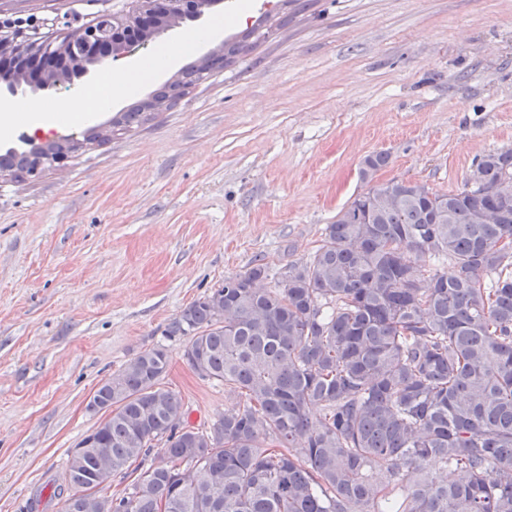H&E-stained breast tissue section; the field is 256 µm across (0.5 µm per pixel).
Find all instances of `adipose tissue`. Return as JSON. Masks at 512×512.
<instances>
[{
    "mask_svg": "<svg viewBox=\"0 0 512 512\" xmlns=\"http://www.w3.org/2000/svg\"><path fill=\"white\" fill-rule=\"evenodd\" d=\"M129 84L98 83L88 93L78 96L60 106H51L40 102H12L0 106V138L11 135L16 123L22 122L31 129L49 130L61 124L79 119L92 109H103L111 104L115 97L130 93Z\"/></svg>",
    "mask_w": 512,
    "mask_h": 512,
    "instance_id": "1",
    "label": "adipose tissue"
}]
</instances>
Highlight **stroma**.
I'll return each instance as SVG.
<instances>
[{
    "instance_id": "35a3bbf8",
    "label": "stroma",
    "mask_w": 512,
    "mask_h": 512,
    "mask_svg": "<svg viewBox=\"0 0 512 512\" xmlns=\"http://www.w3.org/2000/svg\"><path fill=\"white\" fill-rule=\"evenodd\" d=\"M130 0H0V18L59 43ZM267 16L268 38L172 107L73 153L65 169L0 177V512H60L68 452L97 421L88 397L140 352L166 345L184 421L223 414L224 386L201 380L164 331L225 277L263 259L307 258L324 225L370 183L460 189L472 164L512 149V0H217L194 21L89 65L21 101L63 103L160 49L176 61L115 98L104 126L180 65L220 52ZM208 31L190 52L185 33Z\"/></svg>"
}]
</instances>
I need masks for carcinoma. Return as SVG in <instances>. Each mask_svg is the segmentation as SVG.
Returning a JSON list of instances; mask_svg holds the SVG:
<instances>
[{
    "mask_svg": "<svg viewBox=\"0 0 512 512\" xmlns=\"http://www.w3.org/2000/svg\"><path fill=\"white\" fill-rule=\"evenodd\" d=\"M224 55L111 119L120 131L203 78ZM78 142L0 154L36 177ZM385 152L365 156L371 182ZM512 151L482 156L448 194L394 180L357 195L310 256L266 288L268 267L224 277L165 335L231 403L183 423L167 348L130 359L96 392L112 417L69 454L61 512H512ZM453 265L449 275L431 259ZM167 459L145 465L153 444ZM447 475L429 479L431 465ZM105 473L124 488L93 491Z\"/></svg>",
    "mask_w": 512,
    "mask_h": 512,
    "instance_id": "cac0c4a2",
    "label": "carcinoma"
}]
</instances>
